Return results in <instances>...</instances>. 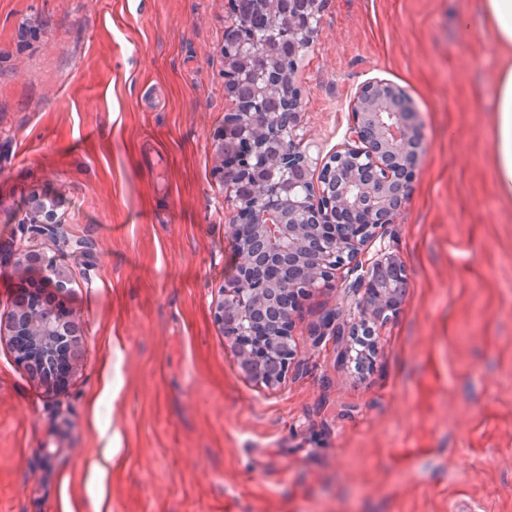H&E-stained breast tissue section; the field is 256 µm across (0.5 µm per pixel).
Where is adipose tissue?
<instances>
[{
	"label": "adipose tissue",
	"instance_id": "adipose-tissue-1",
	"mask_svg": "<svg viewBox=\"0 0 512 512\" xmlns=\"http://www.w3.org/2000/svg\"><path fill=\"white\" fill-rule=\"evenodd\" d=\"M499 62L490 144L501 195L512 201V0H477Z\"/></svg>",
	"mask_w": 512,
	"mask_h": 512
}]
</instances>
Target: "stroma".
Instances as JSON below:
<instances>
[{
  "mask_svg": "<svg viewBox=\"0 0 512 512\" xmlns=\"http://www.w3.org/2000/svg\"><path fill=\"white\" fill-rule=\"evenodd\" d=\"M468 15L467 30L455 22ZM229 0H0V321L25 198L83 242L58 301L82 331L48 396L0 342V512H512V205L490 158L498 61L474 0H327L300 57L311 154L365 82L403 87L426 152L374 246L408 270L369 372L343 279L293 315L281 387L214 319L238 262L212 148Z\"/></svg>",
  "mask_w": 512,
  "mask_h": 512,
  "instance_id": "1",
  "label": "stroma"
}]
</instances>
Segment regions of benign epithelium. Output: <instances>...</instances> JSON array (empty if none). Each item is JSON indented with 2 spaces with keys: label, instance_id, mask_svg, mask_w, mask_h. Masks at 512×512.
Masks as SVG:
<instances>
[{
  "label": "benign epithelium",
  "instance_id": "benign-epithelium-1",
  "mask_svg": "<svg viewBox=\"0 0 512 512\" xmlns=\"http://www.w3.org/2000/svg\"><path fill=\"white\" fill-rule=\"evenodd\" d=\"M266 17L283 20L278 35L255 50L253 32L231 12L224 26V88L234 108L214 136L217 172L236 208L230 232L236 274L216 303V319L246 378L281 384L295 359L292 314L339 272L358 273L364 288L350 337L374 336L406 298L407 270L384 248L370 252L379 231L394 223L425 152L421 115L408 92L383 80L364 83L353 98L351 140L312 157L300 134L297 59L319 32L325 0H258ZM248 87L241 96L240 88ZM28 238L48 236L57 251L77 255L81 243L56 221L54 203L29 199L21 220ZM13 276L28 295L0 323L16 363L50 393L62 360L77 362L80 345L69 315L45 289L67 290L56 256L20 243Z\"/></svg>",
  "mask_w": 512,
  "mask_h": 512
}]
</instances>
